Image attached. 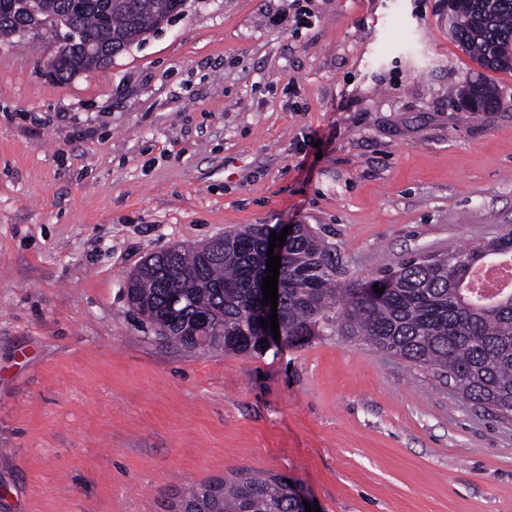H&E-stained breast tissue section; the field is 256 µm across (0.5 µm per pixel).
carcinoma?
Returning a JSON list of instances; mask_svg holds the SVG:
<instances>
[{"label": "carcinoma", "instance_id": "1", "mask_svg": "<svg viewBox=\"0 0 512 512\" xmlns=\"http://www.w3.org/2000/svg\"><path fill=\"white\" fill-rule=\"evenodd\" d=\"M62 20L112 48L146 40L176 0H54ZM452 38L485 68L512 72V0H455ZM470 112L498 105L496 87L474 81L458 90ZM267 232L259 225L191 250L148 257L129 278L127 297L158 334L187 350L249 354L261 294ZM512 255V230L444 257L414 256L378 278L342 279L336 247L299 224L284 246L281 311L286 338L302 343L330 330L453 380L459 395L512 415V294L479 304L463 288L470 270ZM384 289L377 294L374 287ZM296 485L245 474L224 485L189 487L183 512H297Z\"/></svg>", "mask_w": 512, "mask_h": 512}]
</instances>
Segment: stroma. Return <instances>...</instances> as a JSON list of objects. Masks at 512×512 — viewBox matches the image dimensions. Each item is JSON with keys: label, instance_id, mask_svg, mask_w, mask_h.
I'll list each match as a JSON object with an SVG mask.
<instances>
[{"label": "stroma", "instance_id": "1", "mask_svg": "<svg viewBox=\"0 0 512 512\" xmlns=\"http://www.w3.org/2000/svg\"><path fill=\"white\" fill-rule=\"evenodd\" d=\"M447 2L189 0L64 83L52 33L0 41V512H168L242 473L323 512H512V418L433 371L332 332L190 351L126 297L248 224L308 225L354 279L512 229V72ZM479 77L494 111L454 94Z\"/></svg>", "mask_w": 512, "mask_h": 512}]
</instances>
